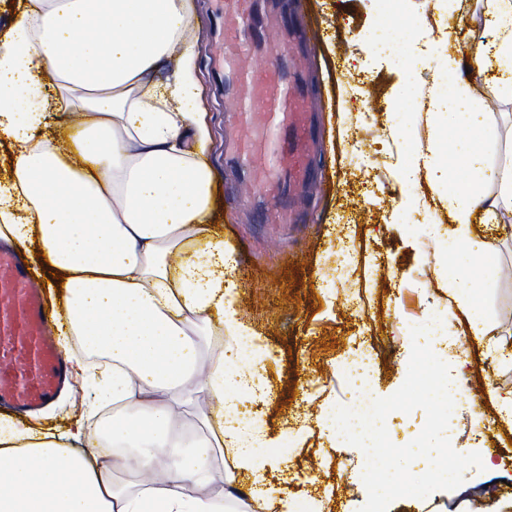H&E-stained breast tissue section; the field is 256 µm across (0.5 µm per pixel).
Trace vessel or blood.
Segmentation results:
<instances>
[{
  "instance_id": "b4317fda",
  "label": "vessel or blood",
  "mask_w": 512,
  "mask_h": 512,
  "mask_svg": "<svg viewBox=\"0 0 512 512\" xmlns=\"http://www.w3.org/2000/svg\"><path fill=\"white\" fill-rule=\"evenodd\" d=\"M222 69L231 78L228 120L232 160L263 190L269 224L295 223L284 198L308 185L314 133L305 110L308 91L291 47L270 36L254 0H219ZM56 316L13 249H0V408L35 411L63 389L68 355L56 343Z\"/></svg>"
}]
</instances>
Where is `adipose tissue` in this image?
Listing matches in <instances>:
<instances>
[{"label":"adipose tissue","mask_w":512,"mask_h":512,"mask_svg":"<svg viewBox=\"0 0 512 512\" xmlns=\"http://www.w3.org/2000/svg\"><path fill=\"white\" fill-rule=\"evenodd\" d=\"M493 2L494 38L469 46L427 93L430 151L459 159L447 176L448 221L432 227L456 249L436 265L448 268L452 301L475 336L488 329L493 272L475 220L512 224V166L487 172V114L474 84L494 59L512 97V0ZM192 22L186 0H27L0 51V134L16 148L12 180L0 185V239L37 242L64 273L67 334L110 363L90 377V409L112 408L79 449L1 420L0 512L264 508L235 483L265 442L237 419L251 378L232 358L205 361L213 337L244 330L235 260L207 221L213 175L196 160L210 131L194 106ZM490 176L499 191L482 194ZM103 446L111 460H101ZM124 472L142 483L116 482Z\"/></svg>","instance_id":"adipose-tissue-1"}]
</instances>
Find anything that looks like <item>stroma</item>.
<instances>
[{"label":"stroma","mask_w":512,"mask_h":512,"mask_svg":"<svg viewBox=\"0 0 512 512\" xmlns=\"http://www.w3.org/2000/svg\"><path fill=\"white\" fill-rule=\"evenodd\" d=\"M263 11L283 14L302 56V74L312 94L315 132L322 147L312 159L314 178L292 208L301 224H264L263 205L247 189L239 169L228 164L224 144L231 128L224 112V74L216 61L220 28L212 0H187L196 24L187 36L196 45L203 93L196 105L211 132L202 155L217 186L214 222L236 259L235 307L239 319L266 339L271 354L258 371L266 384L263 401L244 398L257 412L268 441L261 453L266 512H358L367 499L364 453L336 439L333 413L356 392L344 371L356 349L374 353L367 398H386L404 383L412 351L409 323H425L446 309L448 276L434 258L447 241L428 226L448 221L444 184L455 160L443 156L423 171L413 190L419 204L403 207L401 174L416 147H428L433 126L425 110L403 114L395 100L406 74L418 85L458 61L461 48L485 39L481 24L489 0H406L408 17L428 15V25L392 35L382 31L384 0H258ZM471 25L458 27L459 18ZM326 33L306 47L305 32ZM486 101L493 136L486 145L489 168L512 163V99L495 72L477 82ZM477 232L488 243L497 271L484 290L489 332L482 340L464 333L465 315L448 322L457 339L449 360L452 380L466 383L456 395L450 441L460 453H479L484 467L468 469L455 491L425 499L401 498L389 512H512V434L497 433V414L480 395L482 372L499 343L512 340V235L483 220ZM73 384L28 426L69 436L83 447L79 428L95 424L90 413L93 357L77 337H68ZM483 421H476L474 407Z\"/></svg>","instance_id":"stroma-1"}]
</instances>
